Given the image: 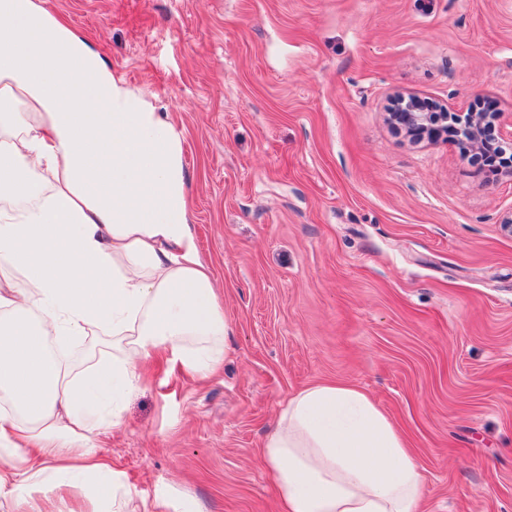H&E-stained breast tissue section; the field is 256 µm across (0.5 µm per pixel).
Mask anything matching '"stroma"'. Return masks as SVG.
<instances>
[{
    "instance_id": "stroma-1",
    "label": "stroma",
    "mask_w": 512,
    "mask_h": 512,
    "mask_svg": "<svg viewBox=\"0 0 512 512\" xmlns=\"http://www.w3.org/2000/svg\"><path fill=\"white\" fill-rule=\"evenodd\" d=\"M43 4L182 131L231 326L215 374L147 365L99 436L131 512H282L261 446L318 382L387 414L425 512H512V167L389 119L495 111L512 155V0ZM414 100L400 102L397 107L407 104L401 109V112H395L398 124L403 126L406 134L411 138H419L424 129L434 128L439 123L447 122L448 111L440 110L438 112H427L421 107L412 104Z\"/></svg>"
}]
</instances>
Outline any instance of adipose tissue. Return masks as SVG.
Returning <instances> with one entry per match:
<instances>
[{
  "instance_id": "obj_1",
  "label": "adipose tissue",
  "mask_w": 512,
  "mask_h": 512,
  "mask_svg": "<svg viewBox=\"0 0 512 512\" xmlns=\"http://www.w3.org/2000/svg\"><path fill=\"white\" fill-rule=\"evenodd\" d=\"M24 111H17V104ZM0 501L124 512L93 439L165 353L224 360L228 322L188 218L183 137L87 38L37 0H0ZM112 336L75 372L65 347ZM284 512H421L418 465L361 389L292 397L263 444Z\"/></svg>"
}]
</instances>
